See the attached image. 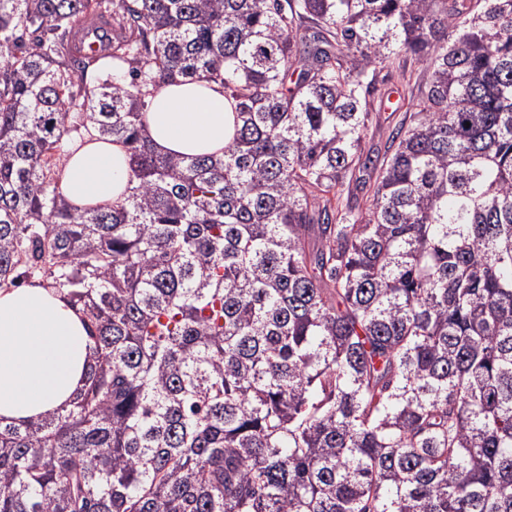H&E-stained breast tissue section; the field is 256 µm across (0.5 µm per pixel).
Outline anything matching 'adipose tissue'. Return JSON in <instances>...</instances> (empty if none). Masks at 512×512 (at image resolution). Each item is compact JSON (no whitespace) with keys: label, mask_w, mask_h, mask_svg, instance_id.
<instances>
[{"label":"adipose tissue","mask_w":512,"mask_h":512,"mask_svg":"<svg viewBox=\"0 0 512 512\" xmlns=\"http://www.w3.org/2000/svg\"><path fill=\"white\" fill-rule=\"evenodd\" d=\"M145 132L172 155H223L233 115L219 84L181 79L150 98ZM129 157L123 144L90 140L65 157L61 188L77 207L124 199ZM92 341L67 292L33 281L0 289V422L23 424L70 408L91 371Z\"/></svg>","instance_id":"obj_1"}]
</instances>
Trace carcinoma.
<instances>
[{"instance_id":"carcinoma-1","label":"carcinoma","mask_w":512,"mask_h":512,"mask_svg":"<svg viewBox=\"0 0 512 512\" xmlns=\"http://www.w3.org/2000/svg\"><path fill=\"white\" fill-rule=\"evenodd\" d=\"M400 53L432 72L380 157ZM177 77L233 102L224 157L143 133ZM93 129L132 186L77 208ZM33 280L93 366L0 424V512H512V0H0V289ZM81 37L92 50L104 49L108 38L112 37V27L104 19L90 16L84 23ZM403 64V57L394 60L392 64L382 69L377 75L376 89L373 92L374 104L378 100H383L381 112H372V122L369 125L363 146L365 152L372 154L380 153L382 156L386 146L387 137L390 131L398 127L402 122L409 124L410 115L416 110V99L418 98L417 84L414 82H424L429 76L425 66L419 63L408 62V68L413 69V93L409 91L403 96L400 80L398 78L399 66Z\"/></svg>"}]
</instances>
